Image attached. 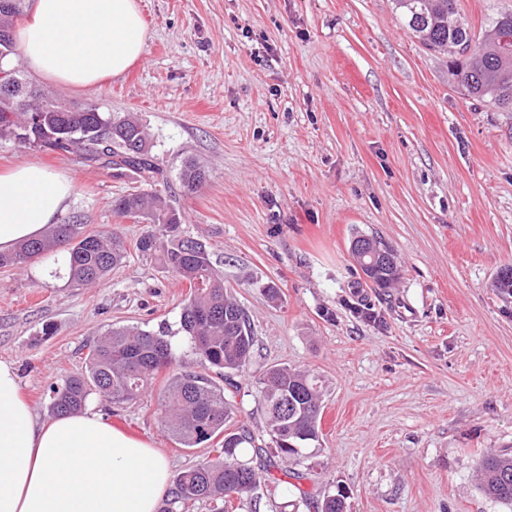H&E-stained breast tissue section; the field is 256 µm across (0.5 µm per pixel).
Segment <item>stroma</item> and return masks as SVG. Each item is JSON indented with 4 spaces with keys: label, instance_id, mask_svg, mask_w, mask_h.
<instances>
[{
    "label": "stroma",
    "instance_id": "stroma-1",
    "mask_svg": "<svg viewBox=\"0 0 512 512\" xmlns=\"http://www.w3.org/2000/svg\"><path fill=\"white\" fill-rule=\"evenodd\" d=\"M149 30L121 76L56 88L21 53L10 65L74 108L134 114L172 193L185 234L206 242L246 310L252 363L238 375V424L272 448L256 379L285 363L314 374L321 434L301 456L274 457L260 503L228 512H309L299 497L343 491L346 512H506L475 487L488 453H512V296L492 282L512 264V112L467 96L446 55L406 28L392 0H139ZM208 172L180 196L187 159ZM38 163L65 174L61 220L120 232L125 263L93 288L70 287L61 254L0 268V360L50 419L49 388L81 370L107 328L180 327L185 284L137 240L116 198L138 174L0 138V172ZM359 234L402 266L373 288L352 261ZM278 299L265 295L267 286ZM169 377L135 401L87 408L149 440L171 474L216 459L181 447L159 419Z\"/></svg>",
    "mask_w": 512,
    "mask_h": 512
}]
</instances>
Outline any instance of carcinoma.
<instances>
[{"label":"carcinoma","instance_id":"cac0c4a2","mask_svg":"<svg viewBox=\"0 0 512 512\" xmlns=\"http://www.w3.org/2000/svg\"><path fill=\"white\" fill-rule=\"evenodd\" d=\"M404 24L429 49L454 57L452 75L468 96L488 100L512 110V45H500V36L512 34V12L493 18L476 39L458 13L456 0H393ZM21 14V0L0 7V30L12 31ZM64 103L54 94L36 92L19 103L0 99V137L14 136L19 143L57 152H81L89 160L103 159L114 169L136 171L144 180H155L160 169L140 121L100 111L75 109L62 112ZM207 180L206 170L188 160L181 171V192L194 193ZM115 211L137 223L151 224L136 243L147 256L159 257L165 269L189 288L180 314L187 334V349L202 363L218 371L225 382L192 371L183 354L167 335L137 326L107 329L90 348L85 367L51 389V414L71 415L85 408L93 395L112 402L137 399L162 369L176 373L163 392L162 422L184 448H195L224 435L218 460L180 472L159 512H191L207 502L212 512H224L227 499L253 493L260 476L243 460L247 449L260 454L251 432L243 427L227 431L235 412L234 376L251 359L254 336L247 314L230 289L224 273L216 269L202 241L181 230L183 213L167 190H134L115 200ZM68 254L69 282L88 288L102 282L126 258V247L117 233L91 234L73 218L52 224L44 235L0 253V267L22 269L58 248ZM267 428L275 450L299 456L305 445L318 438L322 394L316 377L288 365H275L258 379ZM479 491L512 507V455L489 454L480 468ZM314 512H343L342 492L315 499L299 490Z\"/></svg>","mask_w":512,"mask_h":512}]
</instances>
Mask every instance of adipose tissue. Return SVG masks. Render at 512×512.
<instances>
[{"instance_id":"adipose-tissue-1","label":"adipose tissue","mask_w":512,"mask_h":512,"mask_svg":"<svg viewBox=\"0 0 512 512\" xmlns=\"http://www.w3.org/2000/svg\"><path fill=\"white\" fill-rule=\"evenodd\" d=\"M30 68L68 88L124 74L147 40L138 0H34L15 33ZM72 184L28 163L0 174V251L42 234ZM169 490L167 459L97 414L39 420L0 361V512H157Z\"/></svg>"}]
</instances>
